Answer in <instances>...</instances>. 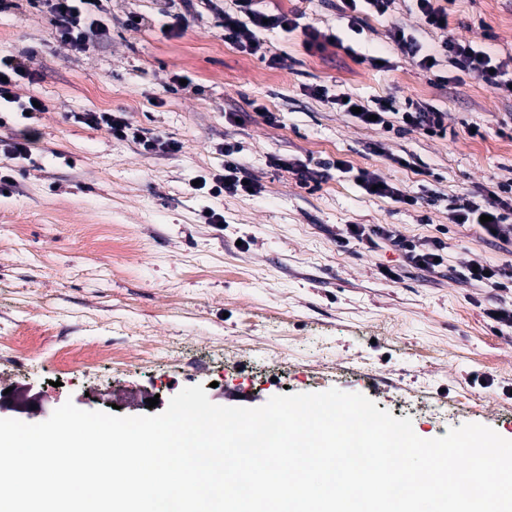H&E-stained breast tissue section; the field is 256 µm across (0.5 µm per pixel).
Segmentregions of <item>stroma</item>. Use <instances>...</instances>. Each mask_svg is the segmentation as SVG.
Instances as JSON below:
<instances>
[{"instance_id": "1", "label": "stroma", "mask_w": 512, "mask_h": 512, "mask_svg": "<svg viewBox=\"0 0 512 512\" xmlns=\"http://www.w3.org/2000/svg\"><path fill=\"white\" fill-rule=\"evenodd\" d=\"M440 4L447 29L395 0L353 35L340 0H263L299 16L294 31L263 32L264 60L225 43L222 19L202 6L168 36L167 0H109L110 39L78 56L43 13H0V56L32 52L38 73L16 94L47 106L31 119L5 114L0 127V139L27 133L34 158L0 151L15 180L0 194V388L15 390L0 419L39 423L68 401L141 416L151 397L160 413L195 385L214 404L249 408L336 388L410 418L423 439L478 423L512 440V327L489 315L512 293L465 277L473 263L512 261V245L448 218L458 197L512 183V99L468 75L443 83L450 63L419 69L388 39L399 25L427 45L454 37L506 62L512 0ZM131 10L143 18L135 28ZM313 30L323 38L311 45ZM343 96L429 104L447 113L448 135L364 125L339 109ZM112 110L181 151L145 155L76 120ZM228 144L254 194L196 188L223 173ZM279 158L307 168V181ZM338 159L345 169L332 168ZM362 170L416 204L368 195ZM210 209L223 223H207ZM351 224L439 238L443 262L416 269L386 243L350 239ZM105 347L110 360L69 377L66 350Z\"/></svg>"}]
</instances>
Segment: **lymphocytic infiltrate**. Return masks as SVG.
I'll use <instances>...</instances> for the list:
<instances>
[{"instance_id":"obj_1","label":"lymphocytic infiltrate","mask_w":512,"mask_h":512,"mask_svg":"<svg viewBox=\"0 0 512 512\" xmlns=\"http://www.w3.org/2000/svg\"><path fill=\"white\" fill-rule=\"evenodd\" d=\"M234 11H225L222 0H206L207 6L221 14L224 20V40L250 55L267 56L269 49L260 38L266 29L288 28L296 30L295 15L285 11L266 13L257 9L256 0H233ZM30 8L40 10L49 17L52 30L57 38L72 51H89L95 43L107 38L110 32L109 16L104 0H27ZM389 40L407 54L420 68H429L437 56H446L457 71L477 77L496 91L512 89V72L505 62L495 60L487 51L474 47L471 43L456 38H448L439 48L425 46L415 35L403 32L401 26L391 28ZM31 54L0 58V103H9L17 112L33 110L32 100L14 95L13 89L22 79L34 80L35 70L31 67ZM360 109V108H359ZM375 118L378 126L390 129L394 124H402L423 134L446 135L448 115L421 102H409L406 111L396 110L392 103L379 101L376 108H362L358 115L360 122ZM79 122L105 131L122 141L138 144L146 155L176 153L181 149L178 141L160 135L145 136L125 112H84L78 114ZM512 195V184L500 186L499 190L489 191L485 203H477L470 198H460L453 209V218L459 224H481L484 232L494 233L496 239L512 242V213L502 206V198ZM351 238L369 246L386 242L402 251L414 266L429 270L442 248L441 241L414 243L406 240L391 225H355L349 232Z\"/></svg>"}]
</instances>
